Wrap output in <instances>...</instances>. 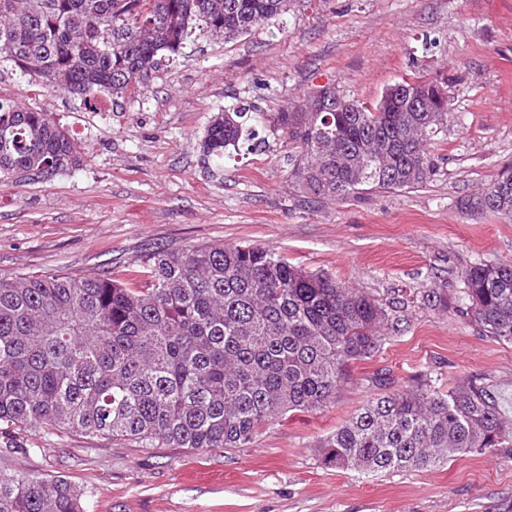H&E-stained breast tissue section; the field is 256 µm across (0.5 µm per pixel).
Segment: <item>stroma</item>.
<instances>
[{"mask_svg": "<svg viewBox=\"0 0 512 512\" xmlns=\"http://www.w3.org/2000/svg\"><path fill=\"white\" fill-rule=\"evenodd\" d=\"M417 74L448 83L452 116L431 147L426 185L342 201L297 192L275 118L333 86L374 101ZM0 96L48 112L81 144L79 168L0 186V272L122 274L149 249L258 245L379 301L414 296L408 322L353 364L336 399L264 426L244 448H140L48 428L0 434V468L63 475L85 512H512V459L463 455L418 471L323 467L319 443L378 389L471 378L492 384L512 420V344L455 308L462 270L512 262V221L463 215L459 201L512 164V0H294L287 14L231 42L191 35L137 101L50 92L0 62ZM261 113L267 150H240L210 172L200 144L213 115Z\"/></svg>", "mask_w": 512, "mask_h": 512, "instance_id": "1", "label": "stroma"}]
</instances>
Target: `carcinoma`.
Segmentation results:
<instances>
[{
	"label": "carcinoma",
	"instance_id": "obj_1",
	"mask_svg": "<svg viewBox=\"0 0 512 512\" xmlns=\"http://www.w3.org/2000/svg\"><path fill=\"white\" fill-rule=\"evenodd\" d=\"M292 0H0V58L45 87L82 97L135 99L194 31L237 38L289 11ZM388 87L371 104L343 96L324 112L323 87L278 113L290 179L315 198L425 185L438 163L430 144L448 127L451 99L430 79ZM424 99L431 111L412 112ZM245 108L214 116L202 156L262 141ZM79 144L46 112L0 97V184L80 165ZM466 214L512 219V168L463 198ZM459 312L512 343V264L461 273ZM425 304L448 308L440 287ZM409 296L382 304L261 246L205 244L147 252L127 278L110 271L39 276L0 273V433L52 427L140 448H245L266 424L334 401L351 364L398 332ZM368 400L328 436L321 461L378 473L436 467L472 453L512 459V422L491 386L471 379L447 393L418 384ZM62 475L0 470V512H84Z\"/></svg>",
	"mask_w": 512,
	"mask_h": 512
}]
</instances>
